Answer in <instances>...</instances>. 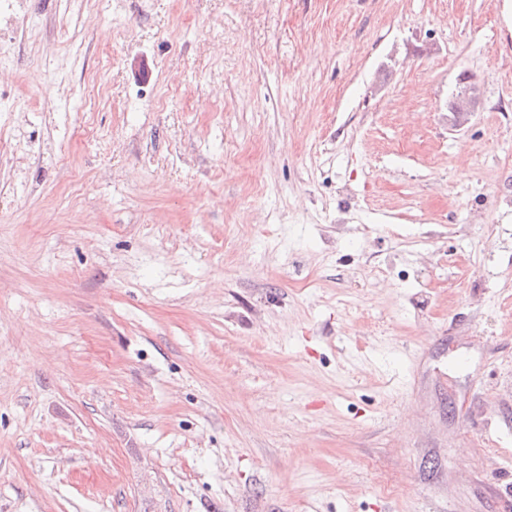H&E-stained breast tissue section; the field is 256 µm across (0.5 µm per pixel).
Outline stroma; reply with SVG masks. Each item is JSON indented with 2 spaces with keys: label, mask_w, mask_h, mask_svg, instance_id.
Masks as SVG:
<instances>
[{
  "label": "stroma",
  "mask_w": 512,
  "mask_h": 512,
  "mask_svg": "<svg viewBox=\"0 0 512 512\" xmlns=\"http://www.w3.org/2000/svg\"><path fill=\"white\" fill-rule=\"evenodd\" d=\"M73 3L0 42V512H512V0ZM477 104L476 93L467 88H460L448 100V110L454 116L455 126L462 127L469 122Z\"/></svg>",
  "instance_id": "1"
}]
</instances>
